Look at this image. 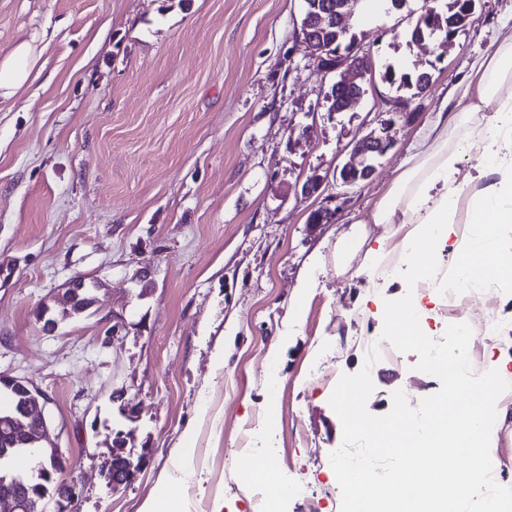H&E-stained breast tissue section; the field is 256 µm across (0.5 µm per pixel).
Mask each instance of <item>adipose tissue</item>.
Here are the masks:
<instances>
[{"label": "adipose tissue", "mask_w": 512, "mask_h": 512, "mask_svg": "<svg viewBox=\"0 0 512 512\" xmlns=\"http://www.w3.org/2000/svg\"><path fill=\"white\" fill-rule=\"evenodd\" d=\"M43 53L39 38L32 36L19 40L9 55L0 57V102L12 99L18 89L39 78ZM477 72L485 78L478 88L479 96L493 105L484 126L470 130L476 110L472 104L451 115L439 112L430 149L408 153L392 187L370 215L369 221L376 224L406 226L398 248L419 277L429 271L435 245L432 225L456 224V204L470 194L468 185L457 177L460 151L480 158L498 177L494 187L475 201L468 213L470 223L484 225L488 238L493 235V226L512 224V46L480 61ZM366 222L355 221L337 238V273H344L356 251L365 248ZM456 267L464 282L479 284L512 276V255L474 248L458 255ZM193 437V430H185L183 448L168 477L169 489L159 498L147 500L141 512H185L174 487L193 469Z\"/></svg>", "instance_id": "obj_1"}]
</instances>
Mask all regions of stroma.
<instances>
[{
	"mask_svg": "<svg viewBox=\"0 0 512 512\" xmlns=\"http://www.w3.org/2000/svg\"><path fill=\"white\" fill-rule=\"evenodd\" d=\"M302 10V0H0V56L24 35L47 42L40 78L0 103V373L49 398L50 437L73 461L56 478L76 487L75 512H140L189 426V512H341L330 455L342 427L329 399L407 285L337 274L336 237L365 220L369 242L387 240L395 258L405 227L367 218L441 102L475 87L474 62L512 43V0H477L475 22L439 59L406 43L407 11L363 13L359 41L375 65L429 68L433 84L356 186L336 172L395 92L377 83L329 113L336 75L298 47ZM313 177L319 190L301 196ZM331 204L333 221L310 223ZM317 253L315 285L297 300ZM77 276L102 283L93 313L43 333L39 304ZM492 304L500 331L481 339L478 362L512 372V280ZM116 313L126 327L114 335ZM417 361L399 352L372 365L371 414H387L396 390L414 407L440 389ZM120 387L136 421L111 401ZM112 429L143 459L116 491L101 475ZM263 448L271 481L260 486L243 462ZM490 452L512 487V406L499 410ZM278 484L290 494L277 496Z\"/></svg>",
	"mask_w": 512,
	"mask_h": 512,
	"instance_id": "stroma-1",
	"label": "stroma"
}]
</instances>
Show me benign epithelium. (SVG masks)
Returning a JSON list of instances; mask_svg holds the SVG:
<instances>
[{
    "instance_id": "obj_1",
    "label": "benign epithelium",
    "mask_w": 512,
    "mask_h": 512,
    "mask_svg": "<svg viewBox=\"0 0 512 512\" xmlns=\"http://www.w3.org/2000/svg\"><path fill=\"white\" fill-rule=\"evenodd\" d=\"M365 58L366 55L358 48L350 62L337 65L339 74L336 85H357L366 74ZM393 130L392 120H380L378 128L357 140L353 148V159L347 163V168L363 166L369 161L376 162L393 147ZM87 282L88 278L80 276L69 281L61 294L62 305L66 308L77 306ZM38 321L42 323V329L46 333L57 331L60 325L47 305L38 309ZM2 386L15 396V403L7 411L9 417L4 421L3 435L6 443L14 446H38L47 440L49 426L45 409L48 398L45 393L23 378L0 374V387ZM112 402L120 404L127 419L133 421L137 418V403L128 396L127 390L121 388L112 391ZM111 453L112 459L106 460L102 465V476L106 484L116 490L136 478L142 466V457H136L127 450L126 437L121 431L116 432L112 439ZM63 463L62 453L52 446L48 454L39 457V461L32 466V471L49 478ZM28 509V500L21 494L0 497V512H26Z\"/></svg>"
}]
</instances>
